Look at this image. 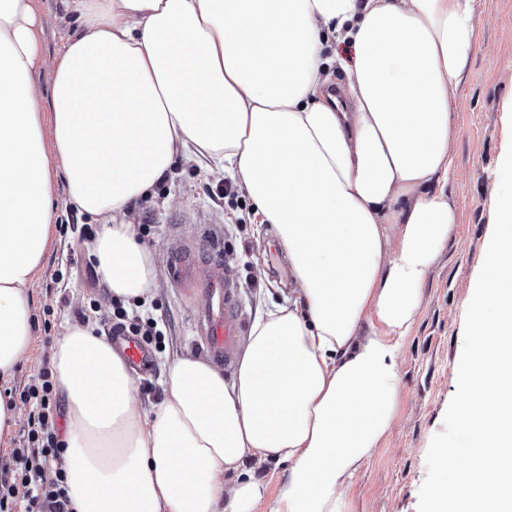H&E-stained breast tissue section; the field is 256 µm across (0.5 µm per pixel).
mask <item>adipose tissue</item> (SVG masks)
<instances>
[{
  "label": "adipose tissue",
  "mask_w": 512,
  "mask_h": 512,
  "mask_svg": "<svg viewBox=\"0 0 512 512\" xmlns=\"http://www.w3.org/2000/svg\"><path fill=\"white\" fill-rule=\"evenodd\" d=\"M67 2L79 26L48 61L33 0H0V380L30 348L52 170L97 217L124 212L176 154L209 159L272 225L295 286L255 318L232 379L175 357L149 408L96 322L68 325L54 373L72 506L340 512L393 425L400 342L458 222L449 100L473 0ZM331 37L353 49L346 112L322 91ZM44 65L48 145L30 78ZM94 253L112 295L145 296L157 277L133 224L101 225ZM270 461L287 470L269 501L251 468Z\"/></svg>",
  "instance_id": "obj_1"
}]
</instances>
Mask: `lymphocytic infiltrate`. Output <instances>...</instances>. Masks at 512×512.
<instances>
[{"label": "lymphocytic infiltrate", "instance_id": "1", "mask_svg": "<svg viewBox=\"0 0 512 512\" xmlns=\"http://www.w3.org/2000/svg\"><path fill=\"white\" fill-rule=\"evenodd\" d=\"M19 398L31 407L27 445L12 451L17 464L12 477H0V512H74L65 471L58 465L65 444L57 432L60 410L53 397L51 370L41 369Z\"/></svg>", "mask_w": 512, "mask_h": 512}]
</instances>
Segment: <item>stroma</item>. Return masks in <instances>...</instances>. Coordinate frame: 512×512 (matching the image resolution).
Segmentation results:
<instances>
[{"mask_svg": "<svg viewBox=\"0 0 512 512\" xmlns=\"http://www.w3.org/2000/svg\"><path fill=\"white\" fill-rule=\"evenodd\" d=\"M35 5L48 21L42 50L51 58L64 47L75 16L64 0H35ZM473 8L476 33L469 72L451 101L448 193L459 222L426 278L418 317L401 343L394 426L353 477L342 512H417L429 444L442 431L456 391L466 309L494 225L498 163L512 143V0H473ZM53 200L52 237L30 295L32 353L9 380L0 381L1 394H19L52 362L67 324L92 316L99 333L109 334L120 304L155 318L163 333L155 366L139 380L144 404L160 402V361L207 356L195 323L202 298L172 283L173 256L185 255L192 264L213 258L230 268L249 322L291 290L288 260L271 236L257 233L259 219L246 191L210 160H176L126 212V222L136 226L159 271L139 306L130 299L116 302L102 282L92 247L83 239L98 232L100 221L70 203L64 174L53 177ZM206 234L214 237L218 254L200 250Z\"/></svg>", "mask_w": 512, "mask_h": 512, "instance_id": "obj_1", "label": "stroma"}]
</instances>
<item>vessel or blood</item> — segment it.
I'll list each match as a JSON object with an SVG mask.
<instances>
[{
  "mask_svg": "<svg viewBox=\"0 0 512 512\" xmlns=\"http://www.w3.org/2000/svg\"><path fill=\"white\" fill-rule=\"evenodd\" d=\"M179 282H195L190 268L180 265L175 269ZM204 305L200 308L197 323L211 357L225 364H232L244 325L236 303V286L231 273L221 264H213L207 280L195 282ZM113 347L133 369L145 370L153 362L150 348L138 337L116 335Z\"/></svg>",
  "mask_w": 512,
  "mask_h": 512,
  "instance_id": "obj_1",
  "label": "vessel or blood"
}]
</instances>
